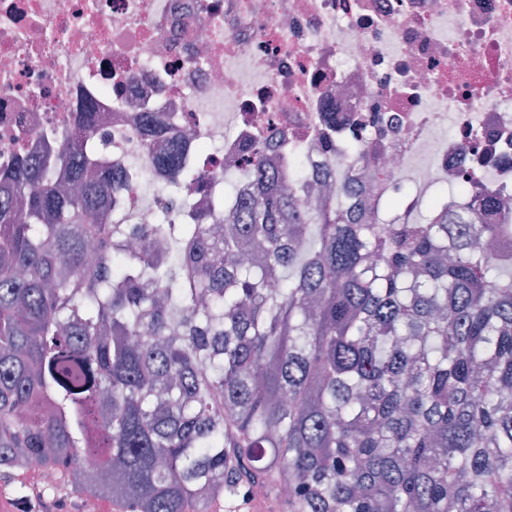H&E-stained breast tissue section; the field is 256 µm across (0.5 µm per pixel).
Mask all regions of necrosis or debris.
Masks as SVG:
<instances>
[{"instance_id":"necrosis-or-debris-1","label":"necrosis or debris","mask_w":512,"mask_h":512,"mask_svg":"<svg viewBox=\"0 0 512 512\" xmlns=\"http://www.w3.org/2000/svg\"><path fill=\"white\" fill-rule=\"evenodd\" d=\"M87 117L125 182L106 224L157 223L169 184L174 223H223L257 147L300 167L305 206L328 182L349 205L512 209V0H0V178Z\"/></svg>"}]
</instances>
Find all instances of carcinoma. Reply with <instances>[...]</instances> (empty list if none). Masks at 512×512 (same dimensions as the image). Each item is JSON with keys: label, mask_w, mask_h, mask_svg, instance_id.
Listing matches in <instances>:
<instances>
[{"label": "carcinoma", "mask_w": 512, "mask_h": 512, "mask_svg": "<svg viewBox=\"0 0 512 512\" xmlns=\"http://www.w3.org/2000/svg\"><path fill=\"white\" fill-rule=\"evenodd\" d=\"M91 117L0 183V482L126 512H512L511 224L307 210L255 152L224 224H102Z\"/></svg>", "instance_id": "1"}]
</instances>
